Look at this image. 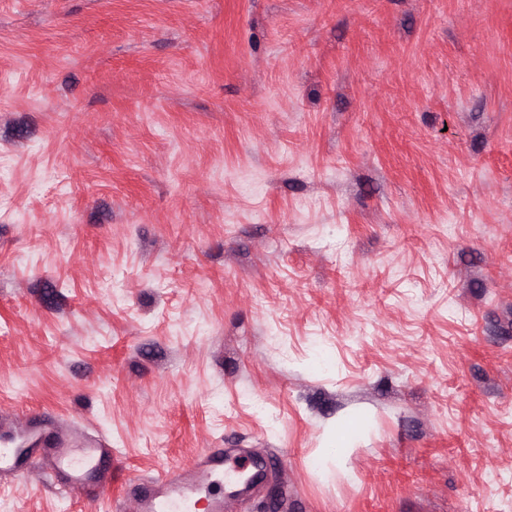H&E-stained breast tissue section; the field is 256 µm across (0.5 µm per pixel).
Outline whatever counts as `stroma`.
Listing matches in <instances>:
<instances>
[{
  "mask_svg": "<svg viewBox=\"0 0 512 512\" xmlns=\"http://www.w3.org/2000/svg\"><path fill=\"white\" fill-rule=\"evenodd\" d=\"M0 512H512V0H0ZM45 448L34 444L18 446L0 431V476L3 474H26L34 468L37 456ZM106 457H112V448L96 442L68 448L65 453L56 457V465L65 469L69 475L67 492L84 496L93 489L101 488L108 480L103 467ZM148 512H193L195 498L179 480L171 481L165 476L151 480Z\"/></svg>",
  "mask_w": 512,
  "mask_h": 512,
  "instance_id": "1",
  "label": "stroma"
}]
</instances>
